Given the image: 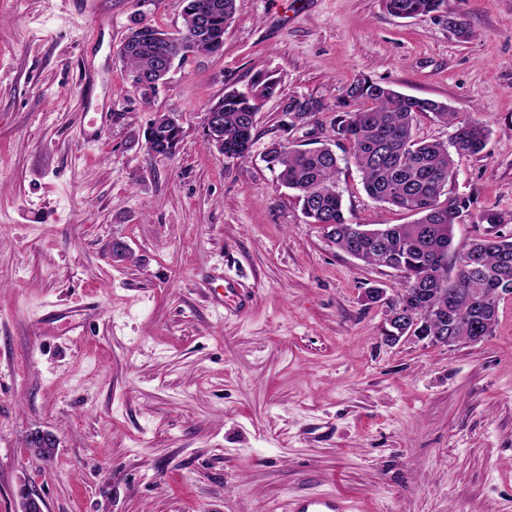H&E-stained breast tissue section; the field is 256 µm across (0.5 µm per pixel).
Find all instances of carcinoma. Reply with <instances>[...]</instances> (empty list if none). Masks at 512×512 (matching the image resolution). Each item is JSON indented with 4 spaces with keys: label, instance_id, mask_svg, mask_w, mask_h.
Instances as JSON below:
<instances>
[{
    "label": "carcinoma",
    "instance_id": "carcinoma-1",
    "mask_svg": "<svg viewBox=\"0 0 512 512\" xmlns=\"http://www.w3.org/2000/svg\"><path fill=\"white\" fill-rule=\"evenodd\" d=\"M383 2L390 14L404 18L427 16L444 4V0ZM202 7L209 12L204 37L198 34ZM238 10L239 0H184L182 29L168 33L147 24L153 36L146 38L132 27L122 56L131 74L163 80L169 69L186 61V42H193L195 54L215 53ZM273 97L281 98L282 113L304 123L323 111L334 113L336 143L350 145L349 155L366 194L414 217L407 224H388L357 236L344 214L338 187L341 158L336 152L326 144L300 148L274 140L266 147L264 161L277 172L279 184L295 193L308 223L321 225L331 242L366 264L405 271V300L431 315L429 335H477L465 300L448 308L450 289L474 299L486 297L489 306L482 336L492 335L501 298L512 295V237H482L454 246V224L472 215L476 199L448 189L459 161L486 148L488 127L478 120L458 119L445 102L408 96L367 77L346 84L336 102L320 109L311 95H282L279 80L260 72L248 92L227 90L216 103L223 118L224 149L232 151L234 159L250 156L255 116ZM429 113L451 129L448 141L415 138L417 117Z\"/></svg>",
    "mask_w": 512,
    "mask_h": 512
}]
</instances>
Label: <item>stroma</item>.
I'll use <instances>...</instances> for the list:
<instances>
[{
  "instance_id": "obj_1",
  "label": "stroma",
  "mask_w": 512,
  "mask_h": 512,
  "mask_svg": "<svg viewBox=\"0 0 512 512\" xmlns=\"http://www.w3.org/2000/svg\"><path fill=\"white\" fill-rule=\"evenodd\" d=\"M214 55L149 100L120 49L143 22L181 28L180 0H0V512H288L341 494L355 512H512V296L474 345H391L396 270L307 223L262 154L280 104L256 115L245 161L203 136L228 89L274 74L334 102L368 77L486 123L454 191L512 214V0H239ZM184 136L151 156L144 131ZM355 224L406 214L339 175ZM233 288H225V281ZM55 435L48 461L28 448ZM383 2L386 10L399 18L427 16L438 12L444 4V0H383Z\"/></svg>"
}]
</instances>
